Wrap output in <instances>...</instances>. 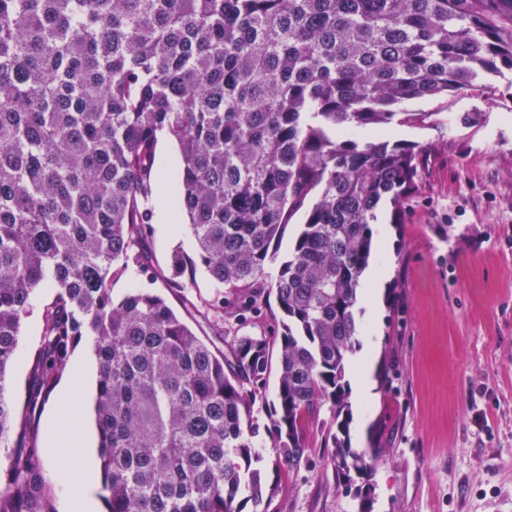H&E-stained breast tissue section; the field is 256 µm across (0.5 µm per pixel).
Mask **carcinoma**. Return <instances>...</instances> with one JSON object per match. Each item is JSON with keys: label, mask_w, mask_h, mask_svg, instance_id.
I'll return each instance as SVG.
<instances>
[{"label": "carcinoma", "mask_w": 512, "mask_h": 512, "mask_svg": "<svg viewBox=\"0 0 512 512\" xmlns=\"http://www.w3.org/2000/svg\"><path fill=\"white\" fill-rule=\"evenodd\" d=\"M512 72V0H0V512H56L35 409L71 344L98 365L99 467L108 512H262L280 491L256 450L271 343L217 354L157 294L112 279L147 272L158 135L179 146L175 207L224 315L253 310L290 217L306 219L274 282L279 377L275 467L306 461L322 422L349 487L376 449L349 439L347 375L371 224L414 191L429 147L400 112ZM371 128L365 142L354 131ZM53 289L30 360L27 405L6 397L33 293ZM331 419L320 420L324 405Z\"/></svg>", "instance_id": "1"}]
</instances>
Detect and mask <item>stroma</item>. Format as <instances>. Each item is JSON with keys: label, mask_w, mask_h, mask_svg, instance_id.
Wrapping results in <instances>:
<instances>
[{"label": "stroma", "mask_w": 512, "mask_h": 512, "mask_svg": "<svg viewBox=\"0 0 512 512\" xmlns=\"http://www.w3.org/2000/svg\"><path fill=\"white\" fill-rule=\"evenodd\" d=\"M490 92L467 89L413 103L438 112L443 125L396 128L398 138L433 149L402 222L394 208L377 211L378 255L360 291L359 341L374 339V389L369 404L352 403L351 446L379 449L370 471L373 512H512V73L490 78ZM480 113L478 123L462 116ZM152 235L144 261L167 270L173 253L194 255L195 242L159 213L175 189L155 172ZM161 295L213 350L231 336H272L275 296L258 311L217 328L207 303L217 292L205 270L188 288L141 275L111 283L122 298L131 285ZM50 293L30 300L10 378L23 407L29 361L41 343V313ZM307 461L276 469L277 453L262 436L268 478L281 489L268 512H359V500L324 464L319 426L307 430Z\"/></svg>", "instance_id": "obj_1"}]
</instances>
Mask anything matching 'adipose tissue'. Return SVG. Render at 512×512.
<instances>
[{"instance_id":"1","label":"adipose tissue","mask_w":512,"mask_h":512,"mask_svg":"<svg viewBox=\"0 0 512 512\" xmlns=\"http://www.w3.org/2000/svg\"><path fill=\"white\" fill-rule=\"evenodd\" d=\"M87 369L78 366L53 417L50 460H64L61 479L68 488L64 512H100L98 480L85 464L91 442L88 424L80 412L86 396Z\"/></svg>"}]
</instances>
